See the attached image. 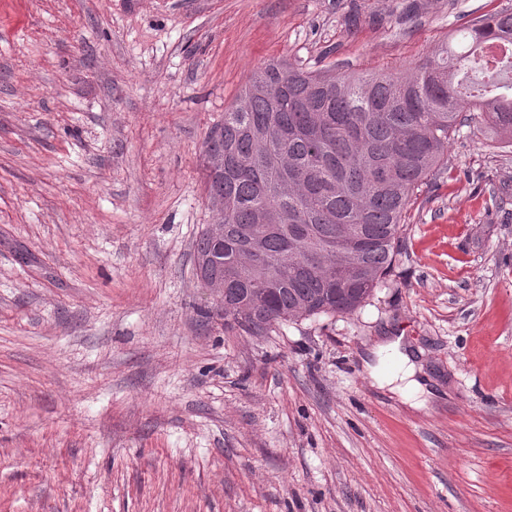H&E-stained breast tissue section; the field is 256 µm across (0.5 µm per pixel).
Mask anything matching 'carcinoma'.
<instances>
[{
    "label": "carcinoma",
    "instance_id": "1",
    "mask_svg": "<svg viewBox=\"0 0 512 512\" xmlns=\"http://www.w3.org/2000/svg\"><path fill=\"white\" fill-rule=\"evenodd\" d=\"M466 47L448 44L399 73L327 75L290 63L259 68L207 135L204 163L224 154V176L205 167L209 196L224 197V245L199 233L196 276L224 275V302L256 310L250 336L306 317L348 315L395 261L408 206L448 164L461 127L512 146V12L468 25ZM261 239L257 264L236 255Z\"/></svg>",
    "mask_w": 512,
    "mask_h": 512
}]
</instances>
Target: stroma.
Masks as SVG:
<instances>
[{
	"instance_id": "35a3bbf8",
	"label": "stroma",
	"mask_w": 512,
	"mask_h": 512,
	"mask_svg": "<svg viewBox=\"0 0 512 512\" xmlns=\"http://www.w3.org/2000/svg\"><path fill=\"white\" fill-rule=\"evenodd\" d=\"M421 2L0 0V512H512V147L455 135L353 314L241 336L194 274L258 67L394 73L512 11ZM401 337L387 341L378 348V355L391 350L392 356L388 361L380 360L377 366L365 363L370 374L382 387H390V391L398 394L405 402L415 399V395L424 392L422 383L415 378L416 365L411 357L399 350Z\"/></svg>"
}]
</instances>
